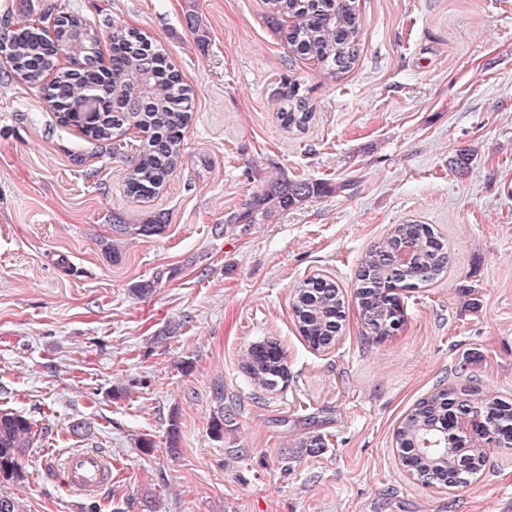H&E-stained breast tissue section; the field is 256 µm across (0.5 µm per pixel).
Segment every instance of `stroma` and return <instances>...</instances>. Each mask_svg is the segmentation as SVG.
Returning a JSON list of instances; mask_svg holds the SVG:
<instances>
[{"mask_svg":"<svg viewBox=\"0 0 512 512\" xmlns=\"http://www.w3.org/2000/svg\"><path fill=\"white\" fill-rule=\"evenodd\" d=\"M358 6L359 58L332 76L288 50L264 0H0V22L50 9L158 36L193 90L181 165L144 200L0 64V409L35 431L24 481L0 495L26 512H512V447L457 490L410 476L393 446L438 389L512 397V0ZM294 79L315 113L302 133L276 120ZM462 151L469 168H450ZM281 177L329 190L225 225ZM160 213L164 232L125 238L112 262L113 215ZM408 219L447 235L451 267L403 291L405 322L379 339L351 297L358 263ZM313 274L349 295L326 351L291 309ZM266 339L288 363L274 391L242 367ZM312 436L324 447L298 450ZM73 448L111 457V487L67 490L55 462Z\"/></svg>","mask_w":512,"mask_h":512,"instance_id":"obj_1","label":"stroma"}]
</instances>
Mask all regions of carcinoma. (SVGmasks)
Listing matches in <instances>:
<instances>
[{
    "label": "carcinoma",
    "instance_id": "obj_1",
    "mask_svg": "<svg viewBox=\"0 0 512 512\" xmlns=\"http://www.w3.org/2000/svg\"><path fill=\"white\" fill-rule=\"evenodd\" d=\"M270 23L278 26L280 40L288 49L320 61L328 73L349 70L358 56L362 28L358 0H265ZM108 63L86 56L83 49H98L96 29L62 13L52 25L28 22L0 34V53L10 62L8 77L37 85L52 68V46L67 52L71 67L59 69L45 83L43 100L55 111L59 100L77 105L95 86H102L112 101L86 126L84 133L100 143L112 160L125 165L124 181L129 193L150 197L160 192L181 163V143L189 123L192 89L174 65L161 57L156 39L145 32L111 26ZM277 120L287 132H303L314 118L300 95V84H288L280 93ZM129 128L148 132L131 148L123 140ZM325 183L301 179L271 181L248 208L225 220V224H254L258 216L288 210L315 194L327 191ZM166 219L158 215L146 224H126L115 219L112 233L124 237L161 234ZM405 253V262L398 256ZM450 255L444 234L431 224L406 221L393 225L383 241L362 256L355 297L366 327L379 338L393 334L404 321L397 291L420 288L441 280L448 273ZM292 308L301 336L314 350L336 345L346 317V298L328 276L311 275L297 286ZM245 369L259 387L272 391L288 380V364L277 342L264 340L247 352ZM469 409L490 429L512 421V401L477 386L443 388L417 402L394 431L397 454L411 475L430 485L463 489L486 470L480 438L466 442L445 440L440 428L453 413ZM31 422L16 412L0 411V479H23L21 458L33 446Z\"/></svg>",
    "mask_w": 512,
    "mask_h": 512
}]
</instances>
